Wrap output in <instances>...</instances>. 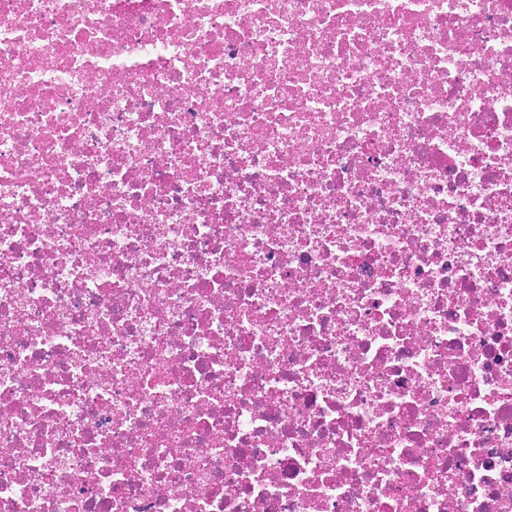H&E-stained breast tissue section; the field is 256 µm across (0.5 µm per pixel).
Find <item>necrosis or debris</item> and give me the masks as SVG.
Wrapping results in <instances>:
<instances>
[{
	"label": "necrosis or debris",
	"instance_id": "obj_1",
	"mask_svg": "<svg viewBox=\"0 0 512 512\" xmlns=\"http://www.w3.org/2000/svg\"><path fill=\"white\" fill-rule=\"evenodd\" d=\"M0 512H512V0H0Z\"/></svg>",
	"mask_w": 512,
	"mask_h": 512
}]
</instances>
